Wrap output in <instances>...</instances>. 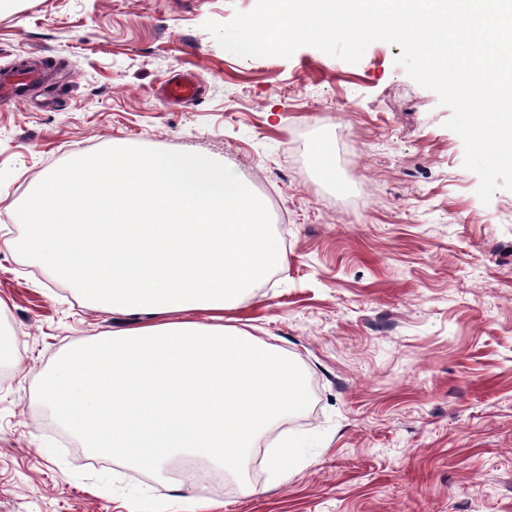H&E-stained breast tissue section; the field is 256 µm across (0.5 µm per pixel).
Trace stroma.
Segmentation results:
<instances>
[{
	"label": "stroma",
	"instance_id": "obj_1",
	"mask_svg": "<svg viewBox=\"0 0 512 512\" xmlns=\"http://www.w3.org/2000/svg\"><path fill=\"white\" fill-rule=\"evenodd\" d=\"M256 0H0V72L37 69L0 105V512H178L171 484L96 462L37 398L54 358L127 317L16 251L15 211L62 163L115 142L244 170L282 260L227 316L303 370L309 408L261 440L294 448L196 485L202 512H512V191L490 203L431 90L372 43L350 64L304 46L240 57L205 30ZM202 93L166 100L175 73ZM332 148L334 178L311 159Z\"/></svg>",
	"mask_w": 512,
	"mask_h": 512
}]
</instances>
